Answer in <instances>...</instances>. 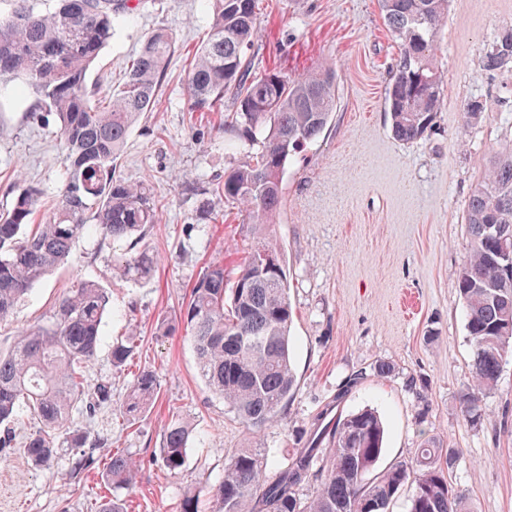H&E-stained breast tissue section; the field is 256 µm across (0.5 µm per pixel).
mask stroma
Masks as SVG:
<instances>
[{
  "label": "stroma",
  "mask_w": 512,
  "mask_h": 512,
  "mask_svg": "<svg viewBox=\"0 0 512 512\" xmlns=\"http://www.w3.org/2000/svg\"><path fill=\"white\" fill-rule=\"evenodd\" d=\"M210 25L203 0H140L129 22L116 27L88 83L108 96L124 80L142 41L159 27L177 50L156 103L134 124L117 165L128 182L145 183L163 203L160 220L142 241L157 259L149 278L114 271L126 242L81 236L64 265L37 283L0 324V350L16 331L50 326L62 295L79 280L96 281L109 296L102 339L86 369L90 383H112L110 407L89 418L74 408L71 422L105 439L97 465L80 482L67 480L72 452L35 468L22 449L0 453V512H95L103 495L100 461L120 449L141 462L136 483L118 495L129 512H180L224 475L227 451H269L270 470L302 447L313 416L359 372L344 411L375 410L385 427L381 466L411 461L423 436L461 455L450 482L472 512H512V358L483 401L480 422L465 418L458 396L470 380L471 348L465 308L456 290L469 239V196L490 156L512 145V71H486L488 45L512 29V0H449L448 23L437 37L436 64L444 98L432 129L406 144L394 139L385 110L398 44L378 0H258L259 34L248 52L250 72L277 69L288 77L326 66L336 78L337 107L323 132L288 158L282 206L268 235L280 247L293 311L292 349L297 386L275 425L246 428L200 378L178 320L206 265L235 274L255 239L248 213L212 191L225 173L257 152L256 144L223 126L219 111L190 113L185 79L194 49ZM482 102L481 119L465 125L463 106ZM21 81L0 80V208L19 184L41 192L40 218L58 206L66 155L54 116L31 117ZM175 321L157 335L159 317ZM137 345L126 370L112 367V345ZM395 367L381 378L375 362ZM156 373L160 391L139 423L129 425L114 404L135 373ZM193 429L185 467L165 469L159 448L171 415Z\"/></svg>",
  "instance_id": "35a3bbf8"
}]
</instances>
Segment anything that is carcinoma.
Masks as SVG:
<instances>
[{
  "mask_svg": "<svg viewBox=\"0 0 512 512\" xmlns=\"http://www.w3.org/2000/svg\"><path fill=\"white\" fill-rule=\"evenodd\" d=\"M131 0H0V79L22 80L33 96L31 112L57 120L67 169L60 205L35 223L40 191L24 187L11 209L0 213V321L7 320L35 283L63 264L76 238L99 233L129 240L133 249L113 260L125 276L145 279L157 260L135 249L159 207L144 183L116 175L131 128L152 109L176 51L173 34L148 35L123 83L102 103L87 77L112 38L118 20L136 9ZM211 14L206 42L195 51L187 76L191 111L209 112L232 99L235 120L228 131L261 144L213 191L256 216L259 242L228 279L224 264L207 266L180 314L208 389L251 430L272 426L295 385L290 354L292 309L285 271L257 264L264 251L279 254L266 236L282 202V181L290 152L317 138L336 110L335 76L309 72L292 80L270 70L251 80L246 50L258 35L256 0H204ZM399 43L385 93L391 132L404 143L431 130L444 97L433 63L436 37L448 20V0H379ZM512 67V29L485 52L488 71ZM470 248L460 267L457 291L466 306L472 350L471 381L461 390L462 412L481 420L480 402L492 393L512 356V148L494 154L469 197L466 214ZM108 304L106 292L86 280L70 289L55 308L49 328L20 332L11 350L0 351V451L19 444L35 467L52 464L63 449L80 450L69 479L95 464L101 439L70 421L80 405L89 416L112 405V384L89 390L85 364L96 355ZM127 339L112 345V366L120 370L135 354ZM345 385L316 413L303 447L278 472L267 473L264 448H237L226 455L224 477L212 491L213 512H390L407 484L408 512H470L448 476L459 459L455 448L433 439L421 442L415 460L376 471L385 428L376 411L345 413L339 406ZM157 375L142 371L131 383L121 413L132 423L159 393ZM26 410L39 428L16 439L10 423ZM192 428L179 416L164 430L160 458L178 473L187 458ZM141 463L128 452L105 459L103 479L113 488L132 483ZM313 487L306 497L303 488Z\"/></svg>",
  "mask_w": 512,
  "mask_h": 512,
  "instance_id": "cac0c4a2",
  "label": "carcinoma"
}]
</instances>
